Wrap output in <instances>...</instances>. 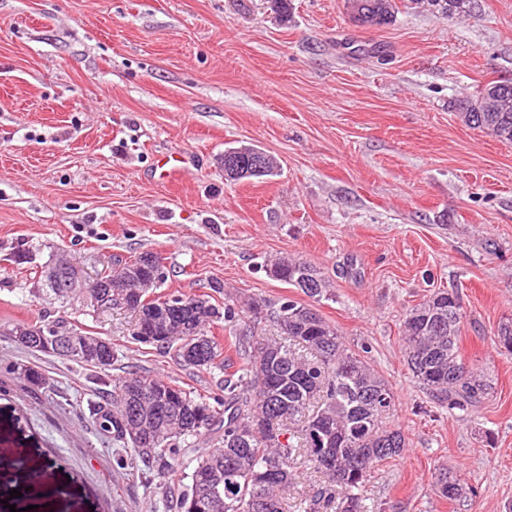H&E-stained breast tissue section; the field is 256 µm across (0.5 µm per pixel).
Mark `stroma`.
<instances>
[{
	"label": "stroma",
	"instance_id": "obj_1",
	"mask_svg": "<svg viewBox=\"0 0 512 512\" xmlns=\"http://www.w3.org/2000/svg\"><path fill=\"white\" fill-rule=\"evenodd\" d=\"M394 24H353L345 0H0V448L46 468L38 512H177L154 467L94 422L92 370L15 341L53 320L112 340L113 373H149L206 395L223 371L177 365L134 343L121 307L65 304L43 289L64 257L94 275L115 259H163L155 293L273 303L303 293L271 276L307 261L331 284L319 313L367 347L389 383L402 456L364 484L376 512H507L512 506V144L464 125L452 105L512 78V0H397ZM251 145L278 175L224 177ZM163 152L191 155L160 181ZM455 290L460 349L492 382L469 412L412 378L402 330L415 305ZM38 370L42 387L22 368ZM458 478L471 497L436 487Z\"/></svg>",
	"mask_w": 512,
	"mask_h": 512
}]
</instances>
